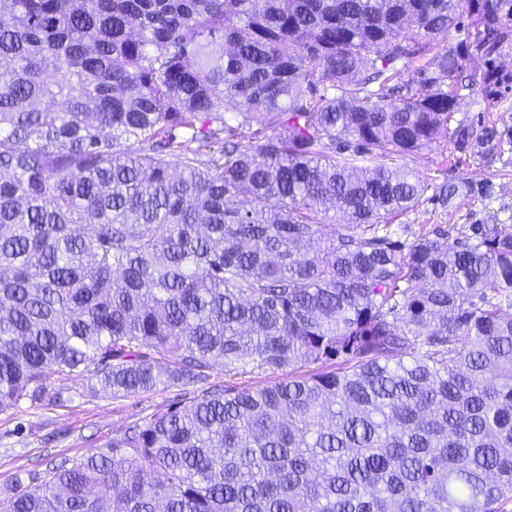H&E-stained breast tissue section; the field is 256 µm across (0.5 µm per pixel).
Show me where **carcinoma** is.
<instances>
[{"label":"carcinoma","instance_id":"cac0c4a2","mask_svg":"<svg viewBox=\"0 0 512 512\" xmlns=\"http://www.w3.org/2000/svg\"><path fill=\"white\" fill-rule=\"evenodd\" d=\"M0 412L47 380L204 390L0 512H500L512 224L491 196L512 0H0ZM465 31L443 47L451 29ZM63 100L65 109L54 108ZM259 120L271 134L253 130ZM448 139L478 183L393 160ZM248 196L245 201L240 195ZM339 225L325 223L329 211ZM341 231H336V228ZM464 93L466 95L459 101L458 117H473L478 112L490 111L500 127H512V88L503 90L493 99L486 98L480 90L473 94L468 91ZM509 175L493 179V190L489 200L484 202L465 199L452 214L435 211L433 205L424 202L417 211L409 213L403 224L409 225V232L402 236L412 238L418 233L420 224H445L448 229L454 224H471L476 221L497 219L503 224H512V164L507 167ZM278 377L279 376L270 373L246 374L243 376H237L232 381L238 382L241 387H246L250 390H257L265 387L268 383L276 380ZM232 381H229V377L225 376L224 369L216 366L209 371V378L204 387L212 386L219 388L228 382L232 383Z\"/></svg>","mask_w":512,"mask_h":512}]
</instances>
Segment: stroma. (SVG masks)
I'll return each instance as SVG.
<instances>
[{
	"label": "stroma",
	"instance_id": "35a3bbf8",
	"mask_svg": "<svg viewBox=\"0 0 512 512\" xmlns=\"http://www.w3.org/2000/svg\"><path fill=\"white\" fill-rule=\"evenodd\" d=\"M487 111L492 112L499 126L512 127V89L492 99L479 91L469 93L458 105L462 116ZM397 163L437 183L448 179L478 182L486 176L477 161L461 158L450 163L436 148L405 155ZM487 219L512 224V174L494 179L489 200H463L449 214L425 203L409 213L405 221L410 232L415 233L423 224L451 226ZM48 383L52 391L61 393L62 403L44 406L26 402L0 412V489L18 476L44 478L54 462L90 453L129 422L167 408L178 398L174 388L115 398L100 389L88 390L79 380L53 376Z\"/></svg>",
	"mask_w": 512,
	"mask_h": 512
}]
</instances>
